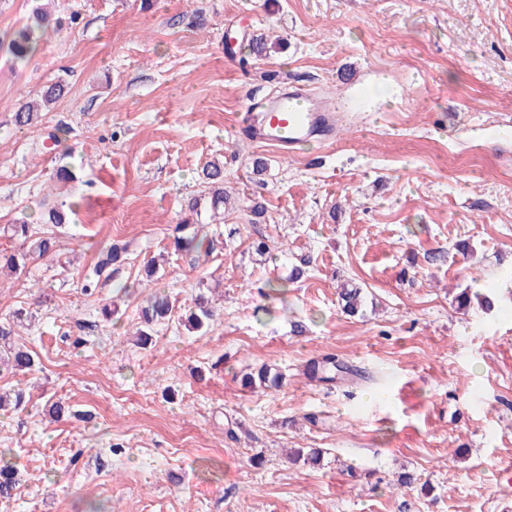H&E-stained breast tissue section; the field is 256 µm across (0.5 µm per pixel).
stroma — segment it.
Masks as SVG:
<instances>
[{"mask_svg": "<svg viewBox=\"0 0 512 512\" xmlns=\"http://www.w3.org/2000/svg\"><path fill=\"white\" fill-rule=\"evenodd\" d=\"M55 4L65 25L26 64L0 54V251L15 219L73 212L57 261L0 276V314L49 296L22 331L37 371L0 375L29 399L0 410L18 468L0 512H512V0ZM54 82L62 98L17 129ZM287 83L365 106L336 144L288 156L238 135ZM211 161L231 200L220 224L200 205L203 262L170 248ZM113 241L128 262L85 296ZM162 253L159 288L183 309L216 289V317L204 335L158 325L143 348L137 273ZM344 287L363 291L357 316ZM466 288L493 308L459 307ZM80 332L85 347L62 343ZM326 354L349 374L307 379ZM264 364L283 386H243ZM297 448L320 464L290 463ZM64 86L62 83L56 82L47 86L46 90L41 95L40 104H33L31 102H23L18 108L17 112L14 113L13 120L18 127H34L38 121L39 107H47L50 104L56 102L63 96Z\"/></svg>", "mask_w": 512, "mask_h": 512, "instance_id": "obj_1", "label": "stroma"}]
</instances>
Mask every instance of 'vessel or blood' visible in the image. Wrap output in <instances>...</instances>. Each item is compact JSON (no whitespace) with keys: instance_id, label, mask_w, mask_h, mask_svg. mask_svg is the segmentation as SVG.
<instances>
[{"instance_id":"1","label":"vessel or blood","mask_w":512,"mask_h":512,"mask_svg":"<svg viewBox=\"0 0 512 512\" xmlns=\"http://www.w3.org/2000/svg\"><path fill=\"white\" fill-rule=\"evenodd\" d=\"M251 138L274 146L279 152L294 151L306 140H334L341 114L312 104L303 90L291 89L270 102L264 111L250 115Z\"/></svg>"}]
</instances>
